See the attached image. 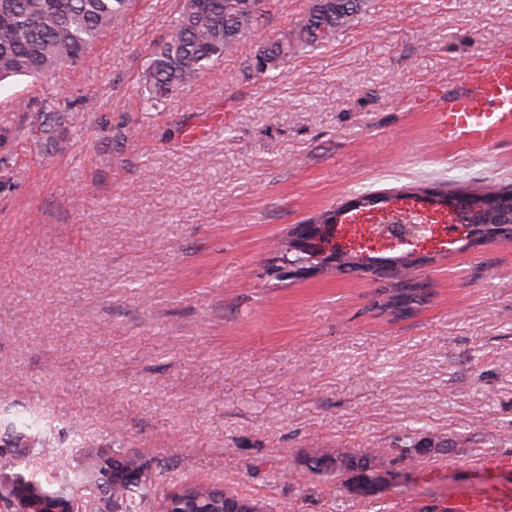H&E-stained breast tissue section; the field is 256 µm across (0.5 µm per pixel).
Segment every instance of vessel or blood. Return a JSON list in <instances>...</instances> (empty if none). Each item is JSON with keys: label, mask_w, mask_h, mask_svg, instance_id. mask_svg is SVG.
Listing matches in <instances>:
<instances>
[{"label": "vessel or blood", "mask_w": 512, "mask_h": 512, "mask_svg": "<svg viewBox=\"0 0 512 512\" xmlns=\"http://www.w3.org/2000/svg\"><path fill=\"white\" fill-rule=\"evenodd\" d=\"M440 118V132L452 144L481 145L512 130V56L468 73L463 89L449 95ZM448 512H512V488L489 485L478 502L457 494L449 500Z\"/></svg>", "instance_id": "obj_1"}]
</instances>
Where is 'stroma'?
<instances>
[{
    "label": "stroma",
    "mask_w": 512,
    "mask_h": 512,
    "mask_svg": "<svg viewBox=\"0 0 512 512\" xmlns=\"http://www.w3.org/2000/svg\"><path fill=\"white\" fill-rule=\"evenodd\" d=\"M181 0H134L95 62L0 86V420L39 419L30 466L86 439L147 448L158 482L218 479L268 512H441L512 455V243L436 256L395 320L375 286L265 272L296 225L362 195L512 184V131L448 144L436 101L512 51V0H366L325 47L255 78L247 40L145 110ZM452 456L401 458L409 436ZM372 448L364 496L304 454Z\"/></svg>",
    "instance_id": "35a3bbf8"
}]
</instances>
